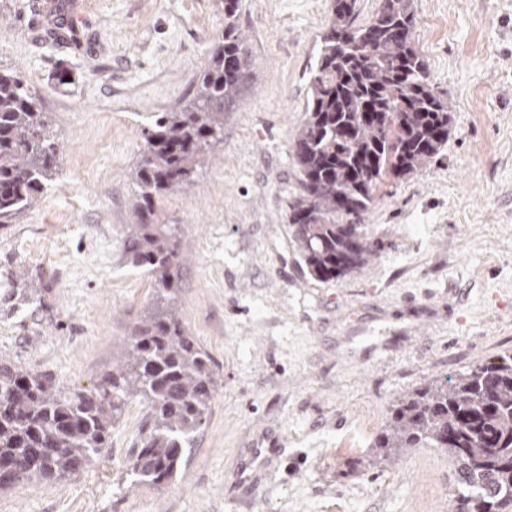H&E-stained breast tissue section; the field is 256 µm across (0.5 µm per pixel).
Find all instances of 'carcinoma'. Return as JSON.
<instances>
[{"mask_svg":"<svg viewBox=\"0 0 512 512\" xmlns=\"http://www.w3.org/2000/svg\"><path fill=\"white\" fill-rule=\"evenodd\" d=\"M224 41L193 98L164 112L145 138L128 225L132 265L154 278L157 303L138 322L89 392L0 364V494L20 482L78 474L111 447L112 419L136 396L146 419L129 465L144 484L172 481L186 467L210 414L213 360L173 304L180 254L168 225L155 223L159 198L190 183L195 165L224 131V104L236 98L252 60L236 18L241 0H218ZM413 0H382L364 25L357 0H333L310 74L306 118L292 141L302 193L290 206L292 235L310 275L338 280L377 254L362 224L387 175L428 166L448 142L452 107L430 81L418 51ZM50 113L25 82L0 73V225L14 224L40 199L57 170ZM376 462L408 448H437L456 468L452 512H512V353L454 379L400 397L375 442Z\"/></svg>","mask_w":512,"mask_h":512,"instance_id":"carcinoma-1","label":"carcinoma"}]
</instances>
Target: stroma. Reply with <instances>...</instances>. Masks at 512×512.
<instances>
[{
	"label": "stroma",
	"mask_w": 512,
	"mask_h": 512,
	"mask_svg": "<svg viewBox=\"0 0 512 512\" xmlns=\"http://www.w3.org/2000/svg\"><path fill=\"white\" fill-rule=\"evenodd\" d=\"M330 3L242 0L253 65L190 184L156 203L183 256L176 305L216 379L185 471L135 481L146 409L131 397L108 455L17 485L0 512H449L444 454L377 467L373 444L400 395L512 353V0H413L415 44L454 106L448 142L381 182L364 219L380 252L324 282L288 210ZM223 34L217 0H0V72L27 82L58 146L38 205L0 227V361L64 388L111 371L156 300L124 254L144 140Z\"/></svg>",
	"instance_id": "obj_1"
}]
</instances>
